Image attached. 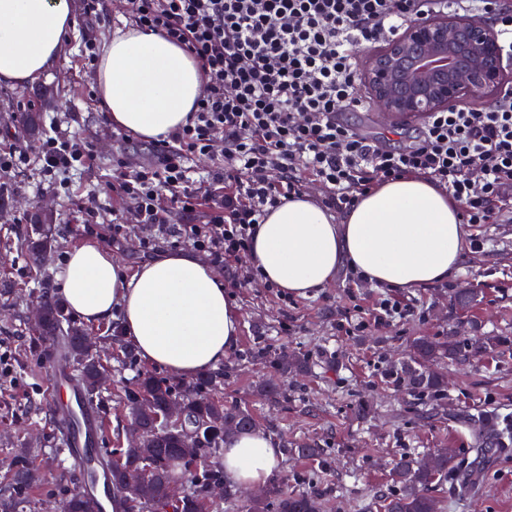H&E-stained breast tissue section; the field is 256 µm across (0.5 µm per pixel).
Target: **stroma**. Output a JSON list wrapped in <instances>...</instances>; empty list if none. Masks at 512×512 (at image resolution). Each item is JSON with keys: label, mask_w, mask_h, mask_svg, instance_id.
<instances>
[{"label": "stroma", "mask_w": 512, "mask_h": 512, "mask_svg": "<svg viewBox=\"0 0 512 512\" xmlns=\"http://www.w3.org/2000/svg\"><path fill=\"white\" fill-rule=\"evenodd\" d=\"M73 16V32L51 71L24 85L0 83V148L12 146L26 155L14 169L0 171V356L11 368L10 374L0 375V489L12 479L14 455L26 449L28 465L41 476L29 498L51 512H60L77 482L55 440V401L47 392L51 368L44 352L29 350V300L34 295L57 299L56 276L67 253L86 242L75 230L86 210H94L102 223L95 244L129 269L149 260L141 242L152 234L136 222L129 201L109 192L114 160L133 167L148 162L149 156L122 149L119 129L99 104L96 68L85 59L87 44L102 45L131 24L128 2L102 0L99 16L87 17L78 8ZM27 112L42 113L44 132H70L87 142L93 164L71 176L66 186L55 184L39 166L40 139L22 126ZM346 119L364 134L391 136L399 144L408 142L418 126L408 120L394 127L365 111L348 113ZM43 200L53 210V250L44 273L38 274L17 242ZM116 212L125 225L117 238L111 228ZM467 237L482 240L483 249L465 248L451 278L413 290L355 285L341 271L331 286L312 297L286 298L281 289L246 279V261L221 270L240 313V336L207 396L248 409L258 429L275 436L281 446L307 441L323 450L315 459H283L273 480L293 491L320 495L324 512H380V502L397 490L392 479L396 457L437 448L466 454L472 438L459 418L484 412L500 419L512 416V347L450 366L449 386L435 399L402 391L386 376L393 360L404 357L419 337L484 334L512 339V212L495 224L468 225ZM465 288L475 293V301L455 306V293ZM389 295L410 305L405 320L348 335L337 331L341 320L369 318ZM118 326L113 319L84 327L109 373L99 411L105 427L103 455L112 460L127 445V394L138 374L150 372L179 391L187 385L167 369L145 362L119 337ZM284 353L304 355L307 371L285 378L279 399H266L257 387L273 376V361ZM432 493L440 512H512V449L487 460L479 493H463L453 481L435 485Z\"/></svg>", "instance_id": "35a3bbf8"}]
</instances>
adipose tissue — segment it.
I'll return each instance as SVG.
<instances>
[{
    "instance_id": "adipose-tissue-1",
    "label": "adipose tissue",
    "mask_w": 512,
    "mask_h": 512,
    "mask_svg": "<svg viewBox=\"0 0 512 512\" xmlns=\"http://www.w3.org/2000/svg\"><path fill=\"white\" fill-rule=\"evenodd\" d=\"M72 11L71 0H0V82L23 84L48 71L68 40ZM96 81L112 125L147 140L185 124L204 88L182 47L135 26L103 43ZM466 236L460 203L435 182L407 176L373 186L336 214L307 192L284 200L257 225L248 260L261 281L299 298L328 287L344 265L369 283L410 290L447 280ZM58 291L86 322L120 313L139 355L182 378L217 369L239 339L223 281L189 249L161 252L130 274L86 244L69 251ZM281 460L277 441L251 430L225 443L220 465L227 482L253 488Z\"/></svg>"
}]
</instances>
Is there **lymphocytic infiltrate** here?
<instances>
[{"mask_svg":"<svg viewBox=\"0 0 512 512\" xmlns=\"http://www.w3.org/2000/svg\"><path fill=\"white\" fill-rule=\"evenodd\" d=\"M137 26L199 63L204 90L184 125L151 141L154 162L118 165L110 189L131 201L138 223L204 252L224 268L251 250L254 227L300 194L304 178L341 211L372 186L401 176L435 180L462 205L467 224L512 209V85L486 105L425 115L414 143L387 147L341 115L365 106L357 53L409 22L452 12L494 19L512 35V0H129ZM224 141V162L197 178L192 157ZM93 158L72 135L46 136L39 162L50 175ZM202 224H166L162 196Z\"/></svg>","mask_w":512,"mask_h":512,"instance_id":"1","label":"lymphocytic infiltrate"}]
</instances>
